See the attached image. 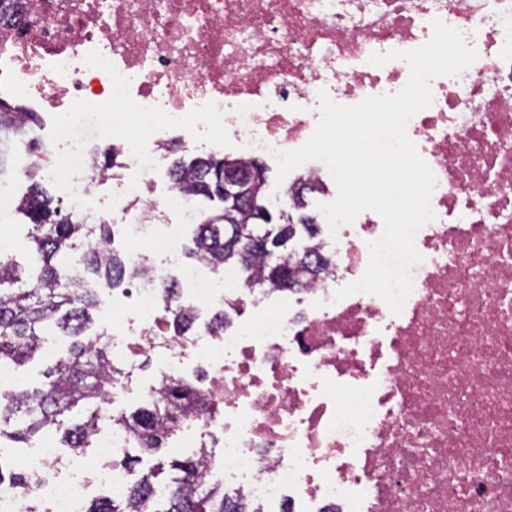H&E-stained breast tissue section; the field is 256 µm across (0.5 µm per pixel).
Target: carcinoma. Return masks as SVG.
Instances as JSON below:
<instances>
[{
	"mask_svg": "<svg viewBox=\"0 0 512 512\" xmlns=\"http://www.w3.org/2000/svg\"><path fill=\"white\" fill-rule=\"evenodd\" d=\"M250 164L228 157L209 155L189 163H174L173 181L186 196L224 202V170L240 173ZM18 211L30 221L28 240L41 266L31 272L17 262H0V365H25L42 353L46 337L75 338L42 372L37 387H21L10 396H0V424L13 423L14 430L0 427V440L26 443L46 432H62L63 445L74 454L89 450L97 431L103 405L109 403L110 388L124 375L112 365V350L105 332L95 328L97 313L112 290L130 279L127 257L111 248V225L86 224L64 214L35 181L23 197ZM281 222L241 209L226 217L224 211L205 216L186 254L195 261L237 266L249 288L272 285L293 287L317 278L322 267L310 258L306 247L290 248L297 230L311 237L317 221L310 214H279ZM78 264L101 280V289L87 288L80 278L68 274ZM169 316L171 331L181 336L193 324L190 313L177 301L172 282L158 288ZM203 403L201 394L177 377L166 380L160 391L148 396L133 412L119 413L111 420L133 433V444L141 454L154 456L167 447L172 428ZM215 458L213 449L202 448L186 460L169 462L173 474L157 481L161 471L153 469L132 479L121 499L104 496L84 504V512H259L257 507L227 495L224 486L211 483L205 473ZM32 475L17 471L11 458L0 453V488L22 493L31 491Z\"/></svg>",
	"mask_w": 512,
	"mask_h": 512,
	"instance_id": "carcinoma-1",
	"label": "carcinoma"
}]
</instances>
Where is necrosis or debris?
<instances>
[{
	"mask_svg": "<svg viewBox=\"0 0 512 512\" xmlns=\"http://www.w3.org/2000/svg\"><path fill=\"white\" fill-rule=\"evenodd\" d=\"M0 24V110L56 115L67 150L50 175L64 197L112 182V239L144 234L177 252L168 216L194 221L191 199L153 189L169 155L193 143L241 160L301 147L337 103L399 92L405 61L440 19L478 57L431 81L433 101L407 134L436 177L434 220L415 236L421 259L400 314L357 281L384 225L360 213L313 241L325 271L294 289L244 287L239 269L178 272L180 302L206 339L171 335L149 276L112 300V360L129 374L160 351L156 381L177 376L206 411L171 433L177 448H214L208 478L262 512H512V0H8ZM119 152L92 166L82 139ZM118 424L93 437L94 468L59 466L41 439L25 458L45 512H82L91 486L125 495Z\"/></svg>",
	"mask_w": 512,
	"mask_h": 512,
	"instance_id": "4bbe7bcc",
	"label": "necrosis or debris"
}]
</instances>
